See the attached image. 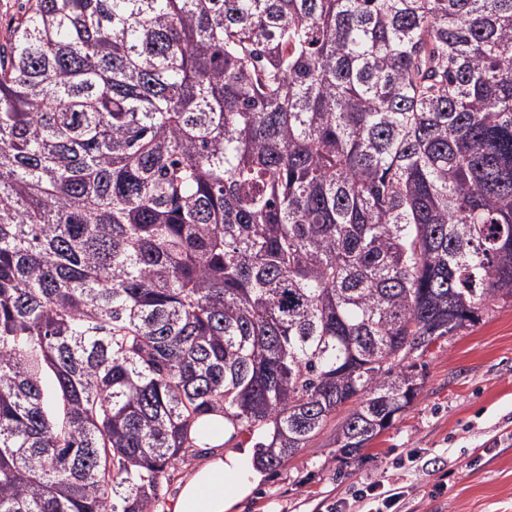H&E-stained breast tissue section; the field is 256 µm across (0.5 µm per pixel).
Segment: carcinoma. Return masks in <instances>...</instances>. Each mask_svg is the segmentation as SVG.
Returning <instances> with one entry per match:
<instances>
[{
    "label": "carcinoma",
    "instance_id": "cac0c4a2",
    "mask_svg": "<svg viewBox=\"0 0 512 512\" xmlns=\"http://www.w3.org/2000/svg\"><path fill=\"white\" fill-rule=\"evenodd\" d=\"M512 299V0H31L0 51V512L279 467Z\"/></svg>",
    "mask_w": 512,
    "mask_h": 512
}]
</instances>
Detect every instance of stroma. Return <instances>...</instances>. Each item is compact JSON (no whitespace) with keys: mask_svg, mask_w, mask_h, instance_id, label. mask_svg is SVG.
<instances>
[{"mask_svg":"<svg viewBox=\"0 0 512 512\" xmlns=\"http://www.w3.org/2000/svg\"><path fill=\"white\" fill-rule=\"evenodd\" d=\"M418 394L357 456L336 453L335 418L265 477L236 512H358L367 484L401 493V512H512V300L410 359Z\"/></svg>","mask_w":512,"mask_h":512,"instance_id":"35a3bbf8","label":"stroma"}]
</instances>
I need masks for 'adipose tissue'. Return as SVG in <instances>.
<instances>
[{
  "label": "adipose tissue",
  "mask_w": 512,
  "mask_h": 512,
  "mask_svg": "<svg viewBox=\"0 0 512 512\" xmlns=\"http://www.w3.org/2000/svg\"><path fill=\"white\" fill-rule=\"evenodd\" d=\"M231 432L222 416L210 418L207 433H195L196 444L207 450V459L192 468L179 486L169 512H231L253 492L262 478L256 449H225Z\"/></svg>",
  "instance_id": "obj_1"
}]
</instances>
